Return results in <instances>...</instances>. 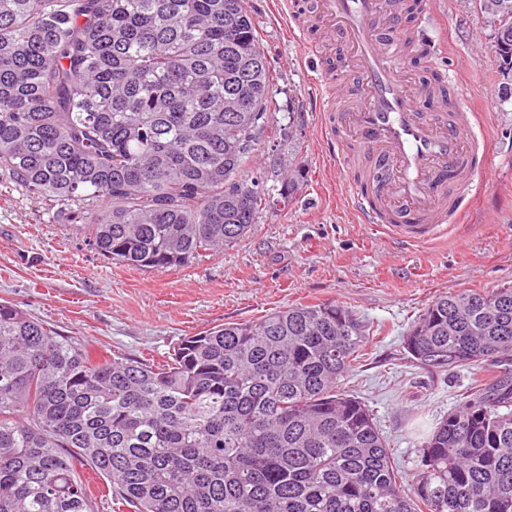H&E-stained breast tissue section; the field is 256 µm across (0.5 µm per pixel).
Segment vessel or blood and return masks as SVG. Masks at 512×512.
<instances>
[{"instance_id":"1","label":"vessel or blood","mask_w":512,"mask_h":512,"mask_svg":"<svg viewBox=\"0 0 512 512\" xmlns=\"http://www.w3.org/2000/svg\"><path fill=\"white\" fill-rule=\"evenodd\" d=\"M395 0H314L310 20L343 42L353 74L347 85L318 81L314 100L321 130L342 169L352 149L368 162L346 198L363 223L399 242H434L461 218L473 180L486 170V146L463 104L433 92L436 111L404 70L419 35L401 30Z\"/></svg>"}]
</instances>
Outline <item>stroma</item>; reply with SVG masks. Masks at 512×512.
I'll list each match as a JSON object with an SVG mask.
<instances>
[{"label":"stroma","instance_id":"stroma-1","mask_svg":"<svg viewBox=\"0 0 512 512\" xmlns=\"http://www.w3.org/2000/svg\"><path fill=\"white\" fill-rule=\"evenodd\" d=\"M273 74L266 148L251 169L271 193L281 163L300 170L288 205L265 208L248 237L163 272L107 259L77 224L54 220L0 171V301H10L97 356L115 353L162 363L181 338L296 304L333 301L369 329L344 387L369 406L406 484L419 475L422 433L501 369L439 372L411 365L403 338L435 297L512 286V96L499 90L494 34L478 0H431L433 58L459 67L449 89L472 106L489 146L488 173L463 224L442 240L402 248L360 223L345 198L350 183L321 133L311 86L344 71L341 43L306 63L277 0H247Z\"/></svg>","mask_w":512,"mask_h":512}]
</instances>
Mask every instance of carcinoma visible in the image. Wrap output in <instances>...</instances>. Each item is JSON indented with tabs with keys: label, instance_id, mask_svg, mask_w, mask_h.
<instances>
[{
	"label": "carcinoma",
	"instance_id": "cac0c4a2",
	"mask_svg": "<svg viewBox=\"0 0 512 512\" xmlns=\"http://www.w3.org/2000/svg\"><path fill=\"white\" fill-rule=\"evenodd\" d=\"M512 94V0H479ZM273 76L245 0H0V170L87 245L164 271L246 237ZM366 329L334 302L95 357L0 302V512H512V379L462 397L406 490L341 389ZM450 370L512 361V287L436 297L403 339ZM83 481L89 484L90 489L96 491L95 498L97 499L99 512H128L121 507L117 509L116 502L112 500V493L110 491V483L106 479L98 475L94 470L89 467H84L80 471ZM106 497L101 498V495Z\"/></svg>",
	"mask_w": 512,
	"mask_h": 512
}]
</instances>
